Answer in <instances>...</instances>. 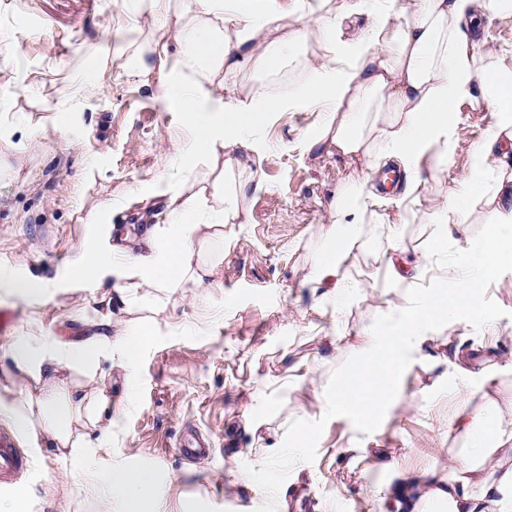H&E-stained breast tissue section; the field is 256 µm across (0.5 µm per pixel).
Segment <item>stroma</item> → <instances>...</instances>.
I'll list each match as a JSON object with an SVG mask.
<instances>
[{
	"mask_svg": "<svg viewBox=\"0 0 512 512\" xmlns=\"http://www.w3.org/2000/svg\"><path fill=\"white\" fill-rule=\"evenodd\" d=\"M122 0H0V257L13 274L55 281L76 255L89 212L113 224H162L167 194L183 179L172 149L192 134L184 115L152 84L127 76L130 34L119 32ZM512 52V14L486 12L478 56ZM112 61V86L72 105L52 86L94 80ZM457 164L428 181L430 208L466 188V162L491 122L462 109ZM319 113L271 114L256 131L261 187L247 202L249 221L225 240L222 284L210 289L206 315L177 299L156 318L132 373L112 371V402L123 415L112 444L91 470L122 467L151 473L154 499L144 512H385L388 484L441 469L458 455L448 425L460 406L481 402L478 387L449 385L431 358L458 350L491 385L512 397V266L482 293L483 312L439 323L427 357L406 366L400 397L373 425L360 427L328 402L337 378L352 371L370 333L407 296L378 256L396 237L408 261L425 263L421 290L436 287L448 263H464L487 231L483 204H473L459 229L418 221L397 206V190H381L374 215L344 267L349 285L310 283L318 231L332 193L352 172L330 145L313 149ZM452 237L446 250L435 237ZM314 433L297 445L298 429ZM203 434L208 456L183 459L186 434ZM285 452L270 455V443ZM27 496L0 493L9 512H62V468L51 450L33 460ZM267 480L249 484L245 472Z\"/></svg>",
	"mask_w": 512,
	"mask_h": 512,
	"instance_id": "obj_1",
	"label": "stroma"
}]
</instances>
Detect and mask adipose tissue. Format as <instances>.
<instances>
[{
  "mask_svg": "<svg viewBox=\"0 0 512 512\" xmlns=\"http://www.w3.org/2000/svg\"><path fill=\"white\" fill-rule=\"evenodd\" d=\"M160 35L132 46L122 68L155 77L163 98L177 97L192 129L179 151L184 170L204 165L190 186L173 191L169 220L134 228L112 224L108 238H83L63 292L102 286L92 315L45 320L44 306L61 290L52 280L14 278L0 269V290L23 298L29 312L7 346H0V417L34 454L50 448L70 475L65 505L97 497L98 512H140L153 479L144 471L89 472L87 456L103 448L119 421L112 411V370L132 369L152 333L154 316L186 289L220 285V261L209 254L226 229L245 223V202L261 178L252 133L274 112L314 109L322 114L317 142L363 170L395 165L405 172V207L417 206L425 175L456 162L461 107L491 105L496 116L468 162L466 192L451 194L433 213L437 224H459L473 200L483 201L491 231L469 265H449L439 287L408 297L330 394L337 413L365 426L400 395L411 356L422 354L438 323L482 312L484 283L512 265V53L478 59L474 50L486 9L512 12V0H149ZM367 15V29L348 35ZM304 80L285 93L264 77L284 63ZM375 194L359 176L337 187L311 279L344 286L343 263L356 246ZM455 427L463 461L448 475L428 470L388 486V512H512V417L492 395L463 411Z\"/></svg>",
  "mask_w": 512,
  "mask_h": 512,
  "instance_id": "obj_1",
  "label": "adipose tissue"
}]
</instances>
